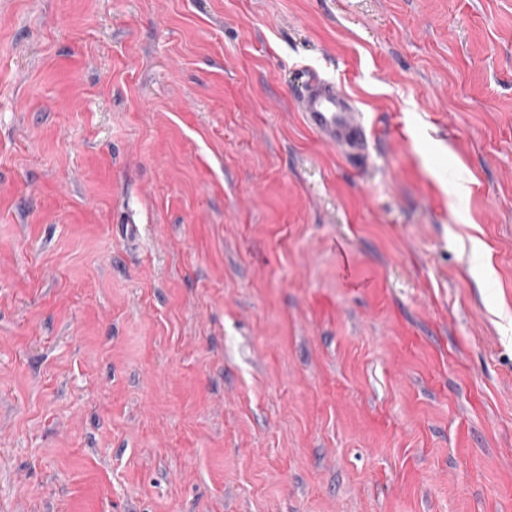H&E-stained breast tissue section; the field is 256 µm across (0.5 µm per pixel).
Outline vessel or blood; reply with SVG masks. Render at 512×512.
<instances>
[{
	"label": "vessel or blood",
	"instance_id": "b4317fda",
	"mask_svg": "<svg viewBox=\"0 0 512 512\" xmlns=\"http://www.w3.org/2000/svg\"><path fill=\"white\" fill-rule=\"evenodd\" d=\"M299 94L301 114L308 129L348 156L365 155L369 132L349 96L331 80L311 71L303 76Z\"/></svg>",
	"mask_w": 512,
	"mask_h": 512
}]
</instances>
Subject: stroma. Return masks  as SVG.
<instances>
[{"label":"stroma","instance_id":"1","mask_svg":"<svg viewBox=\"0 0 512 512\" xmlns=\"http://www.w3.org/2000/svg\"><path fill=\"white\" fill-rule=\"evenodd\" d=\"M0 512H512V0H0ZM300 110L308 129L336 145L348 156L365 155L369 132L351 98L329 79L306 71L302 77Z\"/></svg>","mask_w":512,"mask_h":512}]
</instances>
